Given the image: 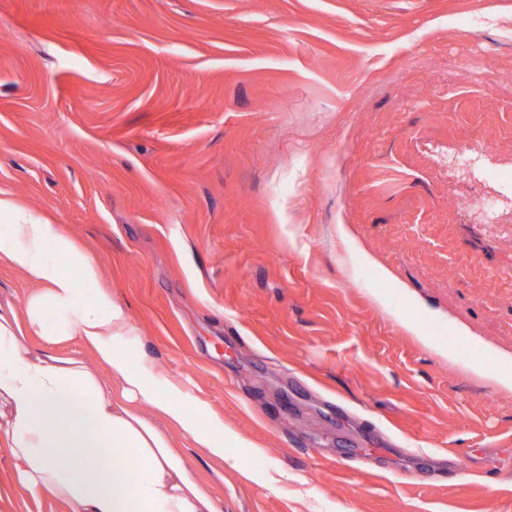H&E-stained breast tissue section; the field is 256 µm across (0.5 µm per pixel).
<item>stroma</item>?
Segmentation results:
<instances>
[{
  "instance_id": "1",
  "label": "stroma",
  "mask_w": 512,
  "mask_h": 512,
  "mask_svg": "<svg viewBox=\"0 0 512 512\" xmlns=\"http://www.w3.org/2000/svg\"><path fill=\"white\" fill-rule=\"evenodd\" d=\"M465 149L512 167V0H0V194L234 433L177 440L221 512H512V205ZM0 512H67L2 444Z\"/></svg>"
}]
</instances>
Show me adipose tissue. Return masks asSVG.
Masks as SVG:
<instances>
[{
    "instance_id": "1",
    "label": "adipose tissue",
    "mask_w": 512,
    "mask_h": 512,
    "mask_svg": "<svg viewBox=\"0 0 512 512\" xmlns=\"http://www.w3.org/2000/svg\"><path fill=\"white\" fill-rule=\"evenodd\" d=\"M0 262L27 272L38 288L23 316L0 309V440L11 451L18 485L52 491L68 512H219L188 474L184 457L157 424L166 419L209 455L224 458V424L199 420L206 403L184 405L185 390L135 366L127 347L134 329L99 266L55 224L39 221L0 196ZM46 346L30 348V337ZM78 338L103 374L77 357L50 351ZM147 405L156 419L143 416Z\"/></svg>"
}]
</instances>
